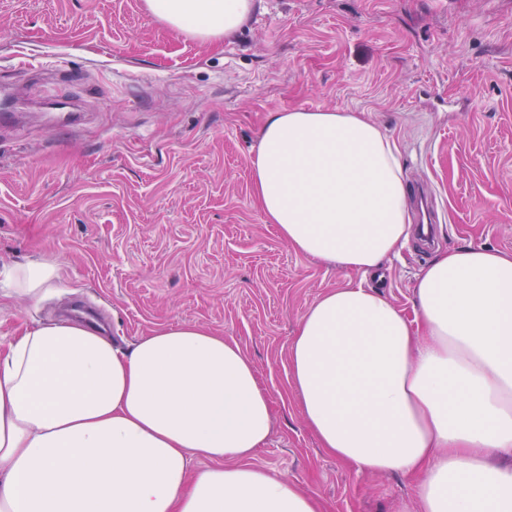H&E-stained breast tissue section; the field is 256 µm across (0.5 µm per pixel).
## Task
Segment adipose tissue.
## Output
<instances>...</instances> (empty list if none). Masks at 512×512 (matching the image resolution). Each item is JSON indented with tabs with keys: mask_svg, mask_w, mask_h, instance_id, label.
Here are the masks:
<instances>
[{
	"mask_svg": "<svg viewBox=\"0 0 512 512\" xmlns=\"http://www.w3.org/2000/svg\"><path fill=\"white\" fill-rule=\"evenodd\" d=\"M261 5L145 0L203 43ZM252 182L296 252L345 271L368 274L409 239L396 147L364 113H269ZM57 278L32 262L7 291L37 303ZM415 312L360 283L320 295L288 349L303 419L338 461L417 476L415 512H512V253H438ZM271 427L234 339L182 323L119 349L78 322L27 327L0 344V512H322L253 464Z\"/></svg>",
	"mask_w": 512,
	"mask_h": 512,
	"instance_id": "adipose-tissue-1",
	"label": "adipose tissue"
}]
</instances>
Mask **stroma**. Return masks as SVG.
<instances>
[{"instance_id":"35a3bbf8","label":"stroma","mask_w":512,"mask_h":512,"mask_svg":"<svg viewBox=\"0 0 512 512\" xmlns=\"http://www.w3.org/2000/svg\"><path fill=\"white\" fill-rule=\"evenodd\" d=\"M59 61L45 79L17 55ZM77 96L82 121L48 105ZM0 284L55 264L39 303L0 298V342L97 308L121 347L191 322L234 338L273 405L254 464L316 496L323 512H397L416 481L359 472L320 447L288 382L301 314L348 283L412 311L436 250L512 252V0H263L209 46L144 0H0ZM362 112L396 145L406 184L429 182L442 220L379 273L294 251L252 188L259 131L276 110Z\"/></svg>"}]
</instances>
